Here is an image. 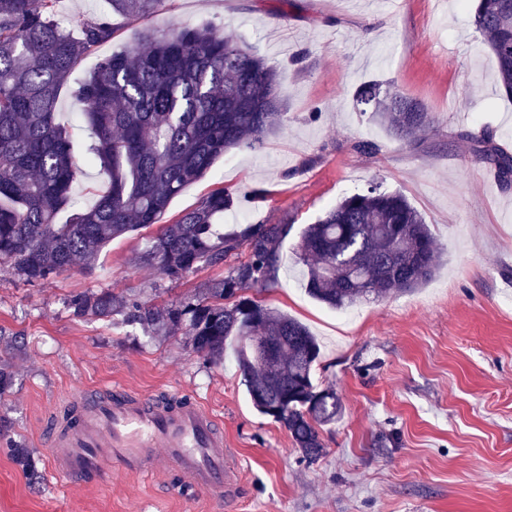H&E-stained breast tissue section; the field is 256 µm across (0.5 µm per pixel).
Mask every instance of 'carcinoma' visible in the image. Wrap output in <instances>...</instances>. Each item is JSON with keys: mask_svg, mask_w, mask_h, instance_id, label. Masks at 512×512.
<instances>
[{"mask_svg": "<svg viewBox=\"0 0 512 512\" xmlns=\"http://www.w3.org/2000/svg\"><path fill=\"white\" fill-rule=\"evenodd\" d=\"M107 2L108 13L68 29L54 19L57 0H0V260L28 282L47 280L77 260L90 265L113 239L159 224L171 201L224 153L256 148L283 120L280 73L241 41L208 24L140 31L136 44L99 58L73 90L92 135L87 161L109 183L93 205L60 221L73 205L79 172L70 134L58 120L61 92L79 62L116 38L112 17L154 15L166 0ZM474 23L496 58L501 89L512 97V0H475ZM357 102L402 140L433 126L419 102L377 82L363 84ZM461 138L502 186H512V152L487 133ZM240 199L237 190L213 189L195 208L160 224L140 256L178 281L245 249L247 259L204 295L163 312L111 293L78 294L71 306L79 316L100 318L120 306L131 323L184 328L196 352L214 363L224 360L233 339L254 407L284 426L303 458L314 462L323 454L321 430L342 412L336 392L314 383L317 340L296 319L245 295L275 281L292 225L219 232L215 220ZM296 255L307 268V292L334 309L416 289L440 262L418 211L379 184L344 197L307 225Z\"/></svg>", "mask_w": 512, "mask_h": 512, "instance_id": "carcinoma-1", "label": "carcinoma"}]
</instances>
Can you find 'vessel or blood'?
<instances>
[{
	"instance_id": "1",
	"label": "vessel or blood",
	"mask_w": 512,
	"mask_h": 512,
	"mask_svg": "<svg viewBox=\"0 0 512 512\" xmlns=\"http://www.w3.org/2000/svg\"><path fill=\"white\" fill-rule=\"evenodd\" d=\"M48 468L61 481L104 480L113 471L188 478L217 505L239 493L221 422L191 397L123 389L83 394L47 422Z\"/></svg>"
}]
</instances>
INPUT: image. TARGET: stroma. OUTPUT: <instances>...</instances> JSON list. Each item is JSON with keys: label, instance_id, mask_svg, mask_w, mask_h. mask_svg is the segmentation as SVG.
Returning a JSON list of instances; mask_svg holds the SVG:
<instances>
[{"label": "stroma", "instance_id": "35a3bbf8", "mask_svg": "<svg viewBox=\"0 0 512 512\" xmlns=\"http://www.w3.org/2000/svg\"><path fill=\"white\" fill-rule=\"evenodd\" d=\"M212 24L283 76L284 118L254 149L225 154L170 203L171 222L219 186L245 193L224 230L291 223L274 283L251 298L318 338L320 387L342 414L325 426L323 455L302 460L288 431L254 408L232 360L215 364L183 332H153L75 316L73 296L111 292L156 309L223 280L225 265L179 281L136 263L153 228L113 239L94 266L75 262L30 283L0 263V512H213L185 507L178 477L113 474L107 484L59 482L41 429L59 400L121 384L197 397L224 427L243 491L232 512H512V187L476 160L463 132L512 149V99L461 0H167L162 14L119 20L108 55L165 20ZM302 61H295L298 52ZM387 82L431 112V130L396 138L360 111L361 84ZM369 140L378 150L359 153ZM379 183L401 192L441 250L431 280L348 313L312 299L294 247L305 225L351 193Z\"/></svg>", "mask_w": 512, "mask_h": 512}]
</instances>
